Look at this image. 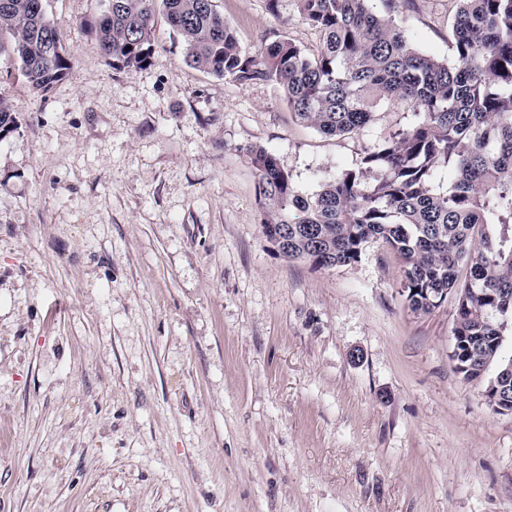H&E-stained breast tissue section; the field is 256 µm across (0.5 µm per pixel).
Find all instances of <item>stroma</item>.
Wrapping results in <instances>:
<instances>
[{
  "instance_id": "stroma-1",
  "label": "stroma",
  "mask_w": 512,
  "mask_h": 512,
  "mask_svg": "<svg viewBox=\"0 0 512 512\" xmlns=\"http://www.w3.org/2000/svg\"><path fill=\"white\" fill-rule=\"evenodd\" d=\"M243 50L315 51L295 0H215ZM107 0H45L71 67L45 95L0 55V512H512V414L451 358L456 302L411 312L401 260L279 255L246 151L311 193L418 121L379 101L357 133L299 121L276 82L155 54L112 68ZM455 0L397 20L456 56Z\"/></svg>"
}]
</instances>
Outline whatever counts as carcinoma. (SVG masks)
I'll return each instance as SVG.
<instances>
[{
    "instance_id": "1",
    "label": "carcinoma",
    "mask_w": 512,
    "mask_h": 512,
    "mask_svg": "<svg viewBox=\"0 0 512 512\" xmlns=\"http://www.w3.org/2000/svg\"><path fill=\"white\" fill-rule=\"evenodd\" d=\"M323 35L309 54L289 39L245 52L214 0H108L95 26L102 55L119 69L151 65L155 4L184 42V61L249 85L273 80L289 107L326 136L354 133L371 120L373 98L406 103L420 119L342 170L313 194L261 146L248 149L256 170L263 235L288 225L283 257L333 268L359 261L381 241L402 259L401 286L414 312L429 299L462 302L455 336H472L468 379L499 357L507 321L494 297L512 299V0H457L456 62L418 51L396 22L414 0H295ZM29 86L47 93L71 67L44 0H0V35ZM19 129L0 102V139ZM453 174L436 183L438 170ZM469 277L459 281L460 265Z\"/></svg>"
}]
</instances>
